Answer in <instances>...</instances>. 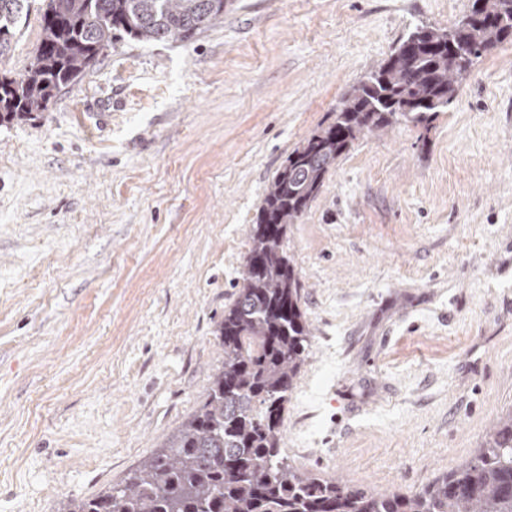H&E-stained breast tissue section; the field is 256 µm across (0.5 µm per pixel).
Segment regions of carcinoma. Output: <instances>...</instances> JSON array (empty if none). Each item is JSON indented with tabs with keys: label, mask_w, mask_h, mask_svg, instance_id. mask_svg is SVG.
<instances>
[{
	"label": "carcinoma",
	"mask_w": 512,
	"mask_h": 512,
	"mask_svg": "<svg viewBox=\"0 0 512 512\" xmlns=\"http://www.w3.org/2000/svg\"><path fill=\"white\" fill-rule=\"evenodd\" d=\"M231 0H48L41 39L19 78L0 79V123L48 110L117 33L138 41H190L224 17ZM29 0H0V55ZM512 39V0H472L448 28L410 33L353 85L335 121L287 159L253 226L242 286L224 308V363L203 405L124 486L74 512H512V408L465 464L421 489L367 492L301 471L282 453L288 392L311 348L300 282L284 251L329 168L359 137L410 121L429 127L470 77L474 60Z\"/></svg>",
	"instance_id": "cac0c4a2"
}]
</instances>
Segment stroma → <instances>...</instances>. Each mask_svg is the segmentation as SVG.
I'll return each instance as SVG.
<instances>
[{
  "instance_id": "obj_1",
  "label": "stroma",
  "mask_w": 512,
  "mask_h": 512,
  "mask_svg": "<svg viewBox=\"0 0 512 512\" xmlns=\"http://www.w3.org/2000/svg\"><path fill=\"white\" fill-rule=\"evenodd\" d=\"M470 4L235 0L189 42L114 38L48 111L0 125V512L122 487L202 406L288 155ZM44 7L0 76L24 73ZM284 249L312 332L289 462L380 492L469 460L512 408V40L429 127L356 140Z\"/></svg>"
}]
</instances>
